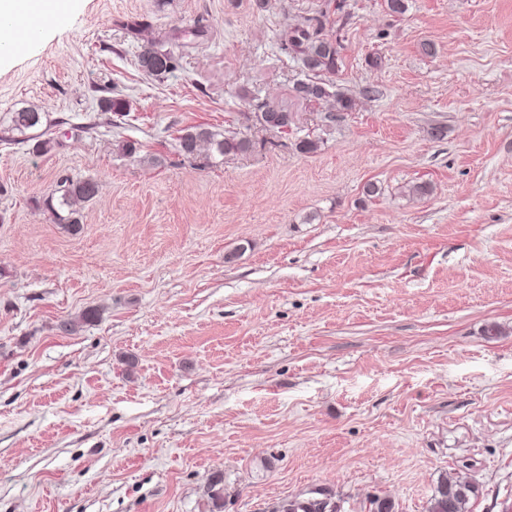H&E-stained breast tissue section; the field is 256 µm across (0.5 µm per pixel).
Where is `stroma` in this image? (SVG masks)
<instances>
[{"mask_svg": "<svg viewBox=\"0 0 512 512\" xmlns=\"http://www.w3.org/2000/svg\"><path fill=\"white\" fill-rule=\"evenodd\" d=\"M328 2L26 17L39 45L0 65V512H428L454 474L472 512L512 503V0H346L333 116L276 41ZM158 42L180 65L148 77ZM32 106L45 153L11 130ZM190 126L253 148L185 157ZM67 176L99 184L76 235L47 207ZM258 121L265 130L285 132L293 123V114L287 106L261 103L257 105Z\"/></svg>", "mask_w": 512, "mask_h": 512, "instance_id": "1", "label": "stroma"}]
</instances>
